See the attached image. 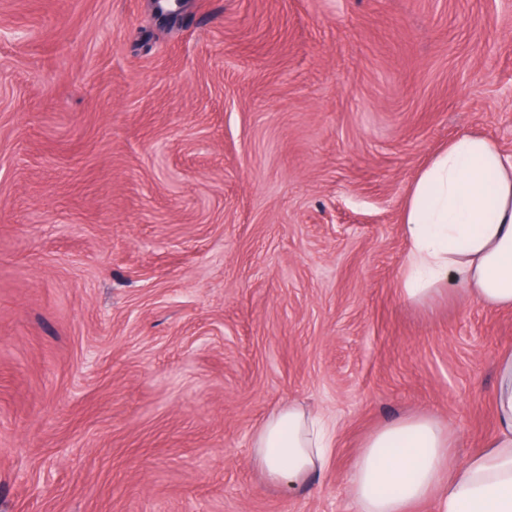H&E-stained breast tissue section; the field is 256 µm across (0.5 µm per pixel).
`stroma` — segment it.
I'll list each match as a JSON object with an SVG mask.
<instances>
[{
	"instance_id": "stroma-1",
	"label": "stroma",
	"mask_w": 512,
	"mask_h": 512,
	"mask_svg": "<svg viewBox=\"0 0 512 512\" xmlns=\"http://www.w3.org/2000/svg\"><path fill=\"white\" fill-rule=\"evenodd\" d=\"M463 132L512 154V0H0V512H356L379 427L482 449L512 310L400 297ZM290 402L334 432L292 491ZM327 423L302 406L288 403L253 436V459L266 481L294 490L327 466Z\"/></svg>"
}]
</instances>
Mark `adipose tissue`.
I'll return each instance as SVG.
<instances>
[{"instance_id": "ef3b65f1", "label": "adipose tissue", "mask_w": 512, "mask_h": 512, "mask_svg": "<svg viewBox=\"0 0 512 512\" xmlns=\"http://www.w3.org/2000/svg\"><path fill=\"white\" fill-rule=\"evenodd\" d=\"M402 223L405 302L460 292L512 309V155L459 134L418 176ZM494 376L496 431L464 462L450 428L427 415L368 435L350 472L357 512H413L429 499L440 512H512V351L497 358ZM328 446L326 422L291 402L258 428L252 451L268 483L292 490L326 468Z\"/></svg>"}]
</instances>
